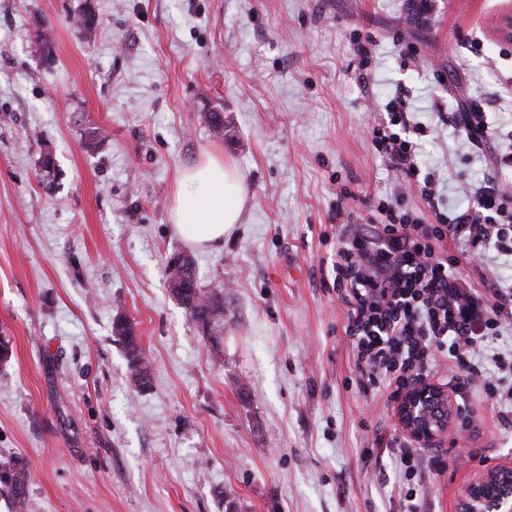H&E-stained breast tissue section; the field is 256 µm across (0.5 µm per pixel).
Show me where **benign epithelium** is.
I'll return each mask as SVG.
<instances>
[{
    "label": "benign epithelium",
    "mask_w": 512,
    "mask_h": 512,
    "mask_svg": "<svg viewBox=\"0 0 512 512\" xmlns=\"http://www.w3.org/2000/svg\"><path fill=\"white\" fill-rule=\"evenodd\" d=\"M399 427L424 447L448 433L456 418L448 390L424 380L397 400ZM457 512H512V461L487 468L462 489Z\"/></svg>",
    "instance_id": "obj_1"
}]
</instances>
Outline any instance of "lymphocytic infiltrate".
<instances>
[{
  "mask_svg": "<svg viewBox=\"0 0 512 512\" xmlns=\"http://www.w3.org/2000/svg\"><path fill=\"white\" fill-rule=\"evenodd\" d=\"M388 124L372 129L376 149L402 188L419 187L435 223L391 203L379 202L372 223L381 225V244L367 253L358 234L342 225L332 263L338 300L347 309L345 334L364 396L383 391L399 394L430 376L447 361L458 389L482 381L486 396L498 408L501 423L512 425V359L489 356L494 340L512 333V278H501L489 293L466 287L460 263H484L496 252L500 266L512 270V191L500 178L512 169V144L499 147L491 173L467 195L466 202L446 205L433 174H421L414 136L422 125L406 98L385 106ZM451 122L471 145L496 136L486 112L474 104L458 105ZM453 241L456 258L442 253L443 240ZM494 362L497 376L486 373ZM404 479L403 512H422L423 476L416 449L399 445L396 452Z\"/></svg>",
  "mask_w": 512,
  "mask_h": 512,
  "instance_id": "lymphocytic-infiltrate-1",
  "label": "lymphocytic infiltrate"
}]
</instances>
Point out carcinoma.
<instances>
[{
    "label": "carcinoma",
    "instance_id": "1",
    "mask_svg": "<svg viewBox=\"0 0 512 512\" xmlns=\"http://www.w3.org/2000/svg\"><path fill=\"white\" fill-rule=\"evenodd\" d=\"M77 27L86 38L97 35L98 23L91 9H83L81 20L77 21ZM177 260L186 267L185 279H177L173 285L169 286V292L185 307L193 323L211 344L213 361L218 364L222 359L223 339H221V332L213 331L206 319L209 316L212 317L215 325L219 327L224 324V292L221 290L208 292L201 288L195 272V261L191 256L181 254L177 256ZM112 332L127 349L130 377L135 379L141 387L149 385L151 381L149 361L135 341L130 322L121 316L115 318L112 323ZM29 482L30 469L23 464L15 463L0 469V490H6L7 494L16 500L23 497Z\"/></svg>",
    "mask_w": 512,
    "mask_h": 512
}]
</instances>
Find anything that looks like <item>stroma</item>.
<instances>
[{
  "instance_id": "stroma-1",
  "label": "stroma",
  "mask_w": 512,
  "mask_h": 512,
  "mask_svg": "<svg viewBox=\"0 0 512 512\" xmlns=\"http://www.w3.org/2000/svg\"><path fill=\"white\" fill-rule=\"evenodd\" d=\"M429 3L419 22L408 0H0V465L34 470L0 512H399L407 437L395 400L356 386L332 272L342 211L371 238L394 188L365 129L394 92L427 107L421 169L454 200L492 146L454 137L453 98L512 139V41L496 35L512 0ZM86 7L92 40L74 22ZM366 40L381 54L367 76ZM207 112L223 113V137ZM208 151L237 168L247 202L223 245L191 250L170 213ZM179 253L224 291L223 365L168 291ZM118 316L149 387L130 378ZM453 404L469 426L425 448L443 462L425 512H456L481 469L512 461L481 383ZM130 322L124 317H117L112 323L113 335L118 337L125 345L128 354L129 373L132 381L136 380L138 386H148L151 381V368L149 361L143 355L141 348L135 341Z\"/></svg>"
}]
</instances>
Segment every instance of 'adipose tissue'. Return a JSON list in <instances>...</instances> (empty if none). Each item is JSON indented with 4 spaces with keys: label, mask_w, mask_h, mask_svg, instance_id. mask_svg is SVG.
Segmentation results:
<instances>
[{
    "label": "adipose tissue",
    "mask_w": 512,
    "mask_h": 512,
    "mask_svg": "<svg viewBox=\"0 0 512 512\" xmlns=\"http://www.w3.org/2000/svg\"><path fill=\"white\" fill-rule=\"evenodd\" d=\"M185 191L177 194L171 221L191 247L222 244L246 202L242 178L223 158L208 154L185 169Z\"/></svg>",
    "instance_id": "ef3b65f1"
}]
</instances>
